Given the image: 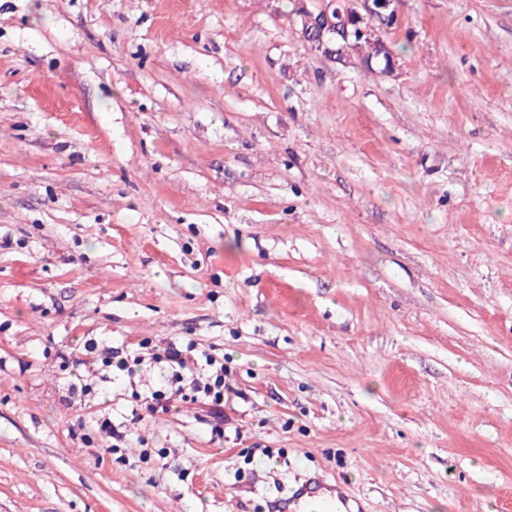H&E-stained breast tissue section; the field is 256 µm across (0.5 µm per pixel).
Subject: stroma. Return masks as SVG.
Wrapping results in <instances>:
<instances>
[{"label": "stroma", "mask_w": 512, "mask_h": 512, "mask_svg": "<svg viewBox=\"0 0 512 512\" xmlns=\"http://www.w3.org/2000/svg\"><path fill=\"white\" fill-rule=\"evenodd\" d=\"M397 10L384 75L286 0H0V512H273L314 476L512 512V0ZM186 339L223 423L100 361Z\"/></svg>", "instance_id": "1"}]
</instances>
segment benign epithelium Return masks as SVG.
Here are the masks:
<instances>
[{"label":"benign epithelium","instance_id":"7a95c632","mask_svg":"<svg viewBox=\"0 0 512 512\" xmlns=\"http://www.w3.org/2000/svg\"><path fill=\"white\" fill-rule=\"evenodd\" d=\"M397 0H302V39L314 51L336 59L333 44L376 34L375 23L398 22Z\"/></svg>","mask_w":512,"mask_h":512}]
</instances>
